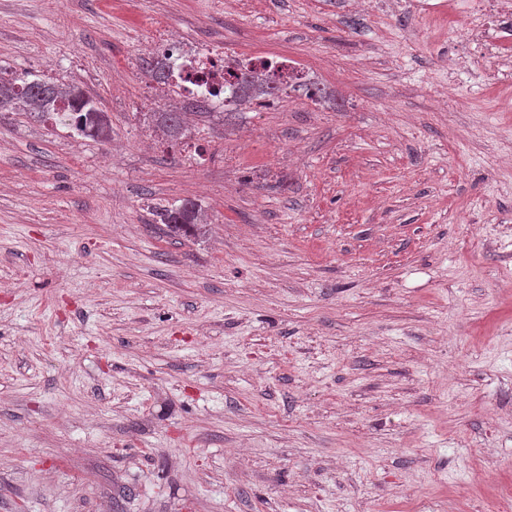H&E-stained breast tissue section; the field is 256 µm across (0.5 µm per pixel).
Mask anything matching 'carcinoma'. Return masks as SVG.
Segmentation results:
<instances>
[{
    "label": "carcinoma",
    "mask_w": 512,
    "mask_h": 512,
    "mask_svg": "<svg viewBox=\"0 0 512 512\" xmlns=\"http://www.w3.org/2000/svg\"><path fill=\"white\" fill-rule=\"evenodd\" d=\"M277 93L279 87L261 82L250 74L242 76L238 87V97L244 101L265 95L275 96ZM62 100L68 104L67 125L76 133L108 138L109 125L104 112L82 90L72 87L64 93L54 83L27 76L17 77L13 82L0 83V112H27L51 118L57 103ZM154 120L156 127L173 141H179L191 133V126L181 112H156ZM198 216L195 204L186 201L166 210L162 221L175 233H187L197 224Z\"/></svg>",
    "instance_id": "carcinoma-1"
}]
</instances>
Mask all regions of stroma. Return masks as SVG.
<instances>
[{"mask_svg": "<svg viewBox=\"0 0 512 512\" xmlns=\"http://www.w3.org/2000/svg\"><path fill=\"white\" fill-rule=\"evenodd\" d=\"M407 2L0 0L111 128L0 114V512H503L512 75ZM158 21L307 86L143 149ZM237 60H243L249 67L258 74L261 78H271L281 86H298L305 82V76L302 72L294 69L290 63L280 62L275 65L274 68L270 66V60L259 57H242L236 58ZM269 63V65H268ZM198 210L191 201L183 202L180 206L166 210L162 216V224L173 232L187 233L192 226L198 224Z\"/></svg>", "mask_w": 512, "mask_h": 512, "instance_id": "35a3bbf8", "label": "stroma"}]
</instances>
